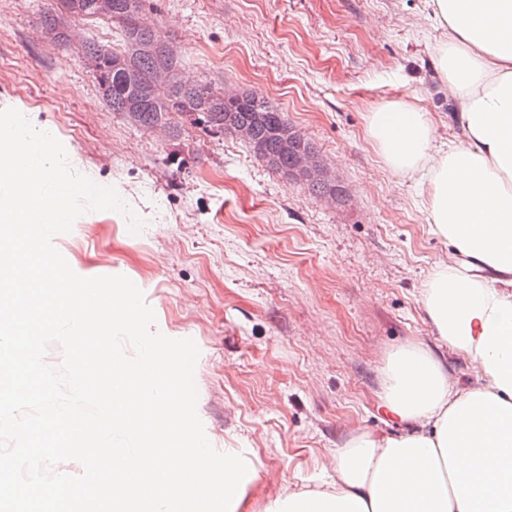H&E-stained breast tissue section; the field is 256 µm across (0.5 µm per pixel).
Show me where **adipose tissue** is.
I'll return each instance as SVG.
<instances>
[{
	"label": "adipose tissue",
	"mask_w": 512,
	"mask_h": 512,
	"mask_svg": "<svg viewBox=\"0 0 512 512\" xmlns=\"http://www.w3.org/2000/svg\"><path fill=\"white\" fill-rule=\"evenodd\" d=\"M430 4L447 31L439 74L462 136L438 147L428 112L399 101L370 113L367 131L389 168L423 185L449 252L425 280L423 309L480 381L461 386L427 348H397L380 399L401 433L356 435L328 481L289 491L273 512H512V0Z\"/></svg>",
	"instance_id": "ef3b65f1"
}]
</instances>
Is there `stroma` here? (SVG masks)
Here are the masks:
<instances>
[{"mask_svg": "<svg viewBox=\"0 0 512 512\" xmlns=\"http://www.w3.org/2000/svg\"><path fill=\"white\" fill-rule=\"evenodd\" d=\"M51 2L0 0V110L47 129L78 172L144 220L133 234L123 214L89 212L53 243L80 276L130 279L154 331L194 340L206 436L255 474L237 512H271L289 490L319 484L356 434L398 433L379 399L397 347L421 344L459 384L478 381L421 302L448 247L429 231L415 180L389 169L367 134L369 112L403 100L430 112L439 146L459 137L428 0L147 2L184 76L277 103L343 188L337 200L273 171L236 134L175 113L172 135L112 111L81 43L121 51V29L89 22L56 45L42 25Z\"/></svg>", "mask_w": 512, "mask_h": 512, "instance_id": "stroma-1", "label": "stroma"}]
</instances>
